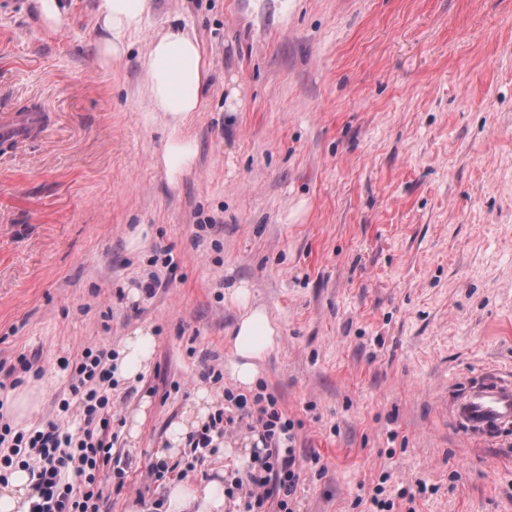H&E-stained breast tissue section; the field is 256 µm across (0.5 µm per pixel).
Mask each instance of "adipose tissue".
<instances>
[{
	"label": "adipose tissue",
	"mask_w": 512,
	"mask_h": 512,
	"mask_svg": "<svg viewBox=\"0 0 512 512\" xmlns=\"http://www.w3.org/2000/svg\"><path fill=\"white\" fill-rule=\"evenodd\" d=\"M150 3L151 0H98L96 12L106 33L102 43L105 56L117 59L125 53L143 30ZM140 65L146 77L144 119L162 121L167 127L168 139L160 161L168 176L174 178L195 162V143L185 127L201 107L208 66L196 37L184 30L153 35ZM233 297L243 312L232 332L228 370L238 385L248 388L258 376V361L274 347L278 330L265 307L251 305L247 287L237 288ZM155 347L151 329H135L117 353L116 374L137 377L148 366ZM163 508L165 512H225L224 486L217 479L170 485Z\"/></svg>",
	"instance_id": "1"
}]
</instances>
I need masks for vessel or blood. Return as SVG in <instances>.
<instances>
[{
  "label": "vessel or blood",
  "instance_id": "1",
  "mask_svg": "<svg viewBox=\"0 0 512 512\" xmlns=\"http://www.w3.org/2000/svg\"><path fill=\"white\" fill-rule=\"evenodd\" d=\"M44 117L39 112L0 114V138L14 142L39 136ZM461 392L448 402V415L468 440L483 444L490 439L512 436V373L493 366L480 375L465 377Z\"/></svg>",
  "mask_w": 512,
  "mask_h": 512
}]
</instances>
